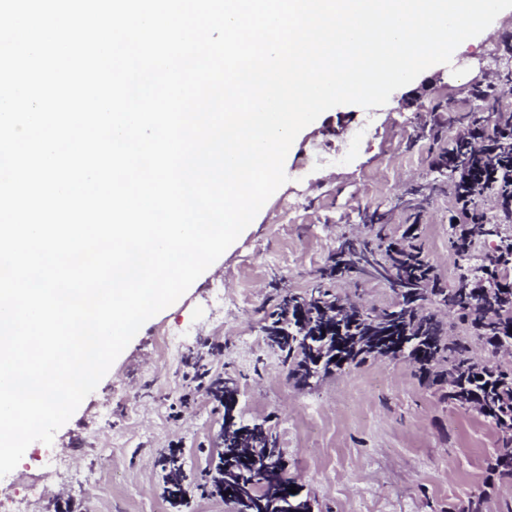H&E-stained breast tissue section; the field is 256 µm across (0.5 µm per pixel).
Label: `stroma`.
Instances as JSON below:
<instances>
[{"instance_id":"35a3bbf8","label":"stroma","mask_w":512,"mask_h":512,"mask_svg":"<svg viewBox=\"0 0 512 512\" xmlns=\"http://www.w3.org/2000/svg\"><path fill=\"white\" fill-rule=\"evenodd\" d=\"M508 30L512 12L496 19L490 35L464 41L450 64L394 91L371 135L340 166L305 171L301 163L316 145H337L336 129L359 123L363 108L333 107L303 129L284 164L287 182L218 259L217 271L203 273L148 320L52 444L32 443L21 468L0 477V512H12L23 497L27 512H231L200 490L217 453L221 413L204 386L186 380L198 362L238 378L245 420L271 419L288 474L303 485L312 512H464L482 492L483 512H505L512 481L487 468L503 433L476 410L448 404L403 358L372 359L297 391L261 326L279 294L318 282L342 237L368 236L372 211L388 213L397 238L418 224L416 243L443 287L489 264L495 237H476L463 258L452 249L453 175L436 160L481 106L474 89L486 81V66L496 58L512 62V45L499 39ZM436 111L447 118L437 143L425 132ZM291 197L302 200L300 212L283 210ZM333 289L378 310L394 300L377 280L339 279ZM164 332L182 340L178 356L162 353L157 338ZM172 448L194 483L188 511L164 493L159 458ZM47 453L68 457L71 472L39 477Z\"/></svg>"}]
</instances>
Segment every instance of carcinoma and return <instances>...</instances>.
Wrapping results in <instances>:
<instances>
[{
    "instance_id": "obj_1",
    "label": "carcinoma",
    "mask_w": 512,
    "mask_h": 512,
    "mask_svg": "<svg viewBox=\"0 0 512 512\" xmlns=\"http://www.w3.org/2000/svg\"><path fill=\"white\" fill-rule=\"evenodd\" d=\"M478 146L458 139L448 149L451 167L471 165ZM415 225H410L406 241H389L375 250L344 241L336 255H345L348 276L385 277L398 287L397 299L388 308L367 313L341 312L343 300L328 289L282 296L277 309L262 326L266 345L277 352L287 371L288 381L298 390L312 388L336 370L358 365L370 357L410 358L420 376L445 390L449 402L475 408L497 428L512 431V369L481 364L472 349L428 311L424 303L433 301L471 318L472 329L484 344L496 349L512 347V254L501 256L493 268L482 266L473 272L487 275V285L469 288L472 275H460L455 288L437 286L432 265L414 243ZM473 235L455 227L452 243L460 256L469 254ZM208 390L227 407L229 396L238 391L234 377H212ZM219 451L214 467L224 468V483L210 480V493L232 505L234 512H290L292 502L302 501L303 487L288 477V460L279 447L277 435L267 421L247 422L237 417L233 427L221 422L217 435ZM250 448L261 459L246 465L235 448ZM166 492L191 507L182 490L187 474L180 456H161ZM489 470L501 480H512V438L494 450ZM296 486L297 493L289 492Z\"/></svg>"
}]
</instances>
